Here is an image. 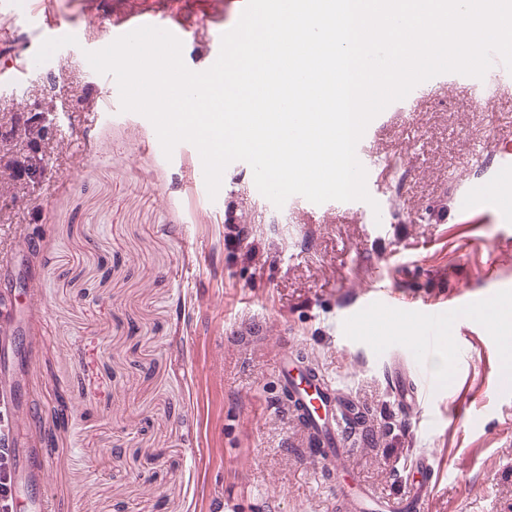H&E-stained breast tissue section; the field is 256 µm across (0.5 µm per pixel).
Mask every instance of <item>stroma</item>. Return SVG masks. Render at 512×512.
<instances>
[{
    "label": "stroma",
    "mask_w": 512,
    "mask_h": 512,
    "mask_svg": "<svg viewBox=\"0 0 512 512\" xmlns=\"http://www.w3.org/2000/svg\"><path fill=\"white\" fill-rule=\"evenodd\" d=\"M31 7L81 34L34 39L18 0H0V61L35 66L0 88L6 441L43 463L49 512H337L347 496L311 459L276 375L300 349L368 409L341 462L376 496L426 457L438 480L422 512H512V327L478 313L512 295V176H498L512 78L480 96L431 78L360 139L377 162L369 201L278 208L243 161L209 197L195 146L164 155L153 124L122 111L114 77L85 57L107 45L105 0ZM34 111L53 120L39 138L25 131ZM446 297L470 304L421 345ZM396 359L418 389L411 413ZM394 388L396 400L404 411L410 412L416 409L418 404L417 395L406 377L397 373Z\"/></svg>",
    "instance_id": "1"
}]
</instances>
